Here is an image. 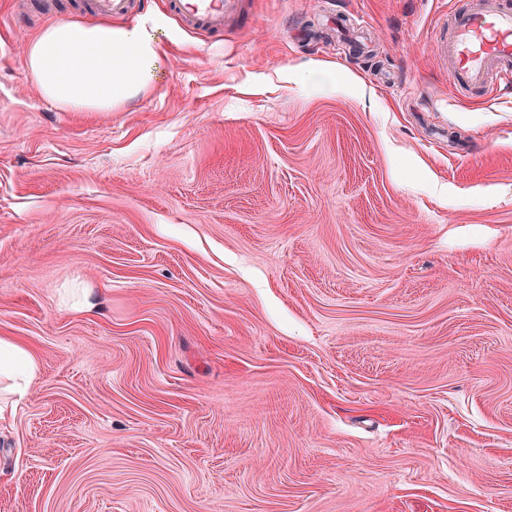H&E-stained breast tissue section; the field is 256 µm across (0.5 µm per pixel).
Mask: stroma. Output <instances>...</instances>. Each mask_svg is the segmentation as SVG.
Returning a JSON list of instances; mask_svg holds the SVG:
<instances>
[{
    "label": "stroma",
    "mask_w": 512,
    "mask_h": 512,
    "mask_svg": "<svg viewBox=\"0 0 512 512\" xmlns=\"http://www.w3.org/2000/svg\"><path fill=\"white\" fill-rule=\"evenodd\" d=\"M57 2L0 0V336L41 366L0 512H512V75L449 87L466 0H247L220 33L137 0L164 70L119 112L29 73L100 20Z\"/></svg>",
    "instance_id": "35a3bbf8"
}]
</instances>
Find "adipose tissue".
Wrapping results in <instances>:
<instances>
[{
  "label": "adipose tissue",
  "instance_id": "ef3b65f1",
  "mask_svg": "<svg viewBox=\"0 0 512 512\" xmlns=\"http://www.w3.org/2000/svg\"><path fill=\"white\" fill-rule=\"evenodd\" d=\"M28 67L45 99L61 112H113L158 80L160 31L134 24L52 23L26 50ZM40 373L32 351L0 336V377L26 394Z\"/></svg>",
  "mask_w": 512,
  "mask_h": 512
}]
</instances>
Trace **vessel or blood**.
I'll return each mask as SVG.
<instances>
[{
	"label": "vessel or blood",
	"instance_id": "vessel-or-blood-1",
	"mask_svg": "<svg viewBox=\"0 0 512 512\" xmlns=\"http://www.w3.org/2000/svg\"><path fill=\"white\" fill-rule=\"evenodd\" d=\"M242 5L243 0H168L170 11L190 30H223ZM92 7L104 17L123 16L134 0H93ZM436 49L447 62L448 83L455 91L486 87L492 72L512 70V5L469 0L441 24Z\"/></svg>",
	"mask_w": 512,
	"mask_h": 512
}]
</instances>
